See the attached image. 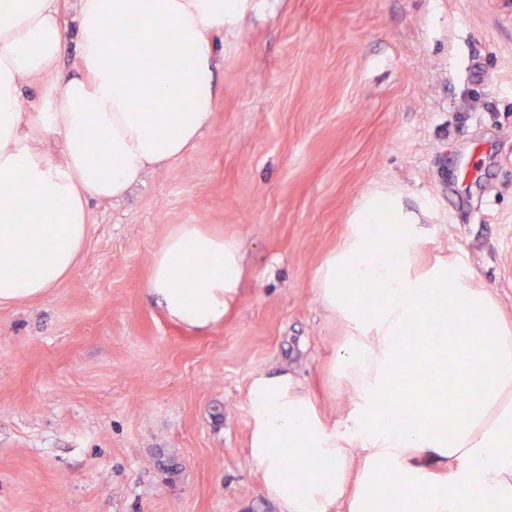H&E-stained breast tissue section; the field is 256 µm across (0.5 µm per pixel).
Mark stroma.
<instances>
[{"label": "stroma", "mask_w": 512, "mask_h": 512, "mask_svg": "<svg viewBox=\"0 0 512 512\" xmlns=\"http://www.w3.org/2000/svg\"><path fill=\"white\" fill-rule=\"evenodd\" d=\"M195 146L124 199L43 297L0 305V512H279L244 448L248 385L291 371L327 420L349 334L318 271L371 198L418 220L512 323V0H261L217 35ZM242 242L239 297L190 330L146 290L177 226Z\"/></svg>", "instance_id": "stroma-1"}]
</instances>
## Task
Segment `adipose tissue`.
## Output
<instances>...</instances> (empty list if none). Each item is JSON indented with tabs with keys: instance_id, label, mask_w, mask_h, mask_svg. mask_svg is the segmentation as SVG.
Here are the masks:
<instances>
[{
	"instance_id": "obj_1",
	"label": "adipose tissue",
	"mask_w": 512,
	"mask_h": 512,
	"mask_svg": "<svg viewBox=\"0 0 512 512\" xmlns=\"http://www.w3.org/2000/svg\"><path fill=\"white\" fill-rule=\"evenodd\" d=\"M250 2L78 0L82 73L58 77L57 0H0V304L41 297L67 277L90 235V200L124 197L194 146L220 99L213 36ZM143 57L153 66H139ZM50 74L51 90L29 97ZM138 81L158 111L132 105L127 88ZM56 137L53 158L40 145ZM387 205L372 201L318 274L324 308L349 329L332 358L354 393L349 410L326 422L292 373H257L245 452L284 512H512V326L469 276L413 273L406 250L420 231L383 223ZM375 236L388 247L367 251ZM24 253L38 259L21 276L15 262ZM200 255L208 265L195 266ZM243 266L242 243L182 224L155 252L145 288L176 322L207 328L235 302ZM347 270L358 287H345ZM370 285L381 301L361 297ZM428 322L419 357L429 375L416 383L405 354L411 327ZM474 335L483 348L469 355ZM453 349L457 390L469 396L461 405L437 396Z\"/></svg>"
}]
</instances>
